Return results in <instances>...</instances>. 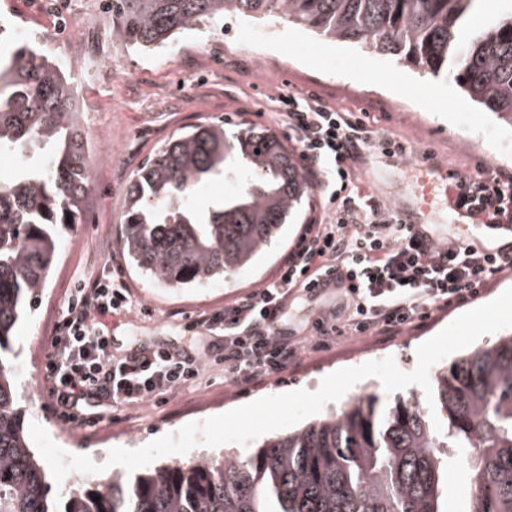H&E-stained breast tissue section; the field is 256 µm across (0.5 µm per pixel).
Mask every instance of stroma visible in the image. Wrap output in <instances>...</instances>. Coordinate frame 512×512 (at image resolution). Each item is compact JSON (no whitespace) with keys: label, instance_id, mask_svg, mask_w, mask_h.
Segmentation results:
<instances>
[{"label":"stroma","instance_id":"stroma-1","mask_svg":"<svg viewBox=\"0 0 512 512\" xmlns=\"http://www.w3.org/2000/svg\"><path fill=\"white\" fill-rule=\"evenodd\" d=\"M1 20L23 30L58 62L108 53L116 65L115 71L94 79L74 67L66 70L81 102V122L89 134L103 137L105 157L88 188L82 221L60 239L47 286L18 323L13 341L24 421L42 425L67 452L102 463L112 448L141 447L185 424L203 422L260 397L316 390L324 376L372 356H393L401 370H413L417 346L456 318V311H438L400 336H369L305 351L295 365L278 374L230 385L218 363L224 353L223 332L203 330L195 320L271 276L302 226L318 216L319 195H312L309 206L252 265L200 288H167L143 278L119 247L127 187L158 147L186 127L211 120L224 121L231 131L255 126L287 139L277 97L288 92L316 94L336 110L360 113L369 129L418 146V153L402 166L372 151L359 161L361 185L385 201L416 185V166L425 152L462 175L482 167L512 175V128L480 110L453 81L429 79L413 65L327 40L281 19L227 16L185 31L171 47L149 55L115 45L112 0H0ZM265 40L273 58L269 65L257 63L250 52L251 44ZM428 221L440 237L469 236L483 246L498 243L491 233L454 222L447 206L437 200ZM106 267L129 284L137 304L128 316L108 321L113 354L162 347L205 355L214 364L202 380L175 395L106 411L102 422L89 429L65 425L37 379L71 289L94 280ZM142 305L151 307V315L139 313Z\"/></svg>","mask_w":512,"mask_h":512}]
</instances>
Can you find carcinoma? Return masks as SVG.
Masks as SVG:
<instances>
[{"label": "carcinoma", "instance_id": "obj_1", "mask_svg": "<svg viewBox=\"0 0 512 512\" xmlns=\"http://www.w3.org/2000/svg\"><path fill=\"white\" fill-rule=\"evenodd\" d=\"M481 0H112V36L135 51L170 46L216 17L284 18L452 78L512 128V12L469 28ZM0 28V151L49 153L0 177V512H447L448 466L465 469L469 512H512V333L437 369L429 408L389 411L357 396L264 438L114 473L99 483H51L24 431L9 354L18 321L44 291L57 243L81 223L89 136L64 69ZM235 176L237 191L206 209L198 187ZM312 186L277 135L202 122L169 138L135 174L120 245L136 269L169 288H199L249 266L297 216ZM100 500H94V497ZM319 414V413H318ZM316 414V415H318ZM316 415H313V416H310L306 419H304L303 421L299 422L298 424L296 425H293L291 427H288V428H295V427H298L304 423H306L307 421H309L311 418H313L314 416ZM288 428H285V429H288ZM285 429H281V430H285ZM281 430H276V431H272V432H269V433H266L254 440H252L246 447H242L238 444H234V443H229V444H225V445H222V446H219V447H216V448H210V447H206V446H197L196 448H194L193 450H191L189 453L185 454V455H177V454H172V455H167V456H164V457H161L157 460H155L152 464L148 465L147 467H144L138 471H136L135 473H139V472H142L144 469L150 467V466H156V465H160V464H167V463H174V462H179V461H187V460H190L192 459L194 456L198 455V454H201V453H206V452H211V453H219V452H224V448H234L235 450H238L239 452H241L243 455H247L249 454L255 447V443L263 440L265 437L269 436L270 434H273L275 432H279Z\"/></svg>", "mask_w": 512, "mask_h": 512}]
</instances>
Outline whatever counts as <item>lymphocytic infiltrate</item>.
Instances as JSON below:
<instances>
[{"label":"lymphocytic infiltrate","instance_id":"obj_1","mask_svg":"<svg viewBox=\"0 0 512 512\" xmlns=\"http://www.w3.org/2000/svg\"><path fill=\"white\" fill-rule=\"evenodd\" d=\"M279 101L304 171L321 188L320 216L304 225L270 279L199 316L198 325L224 332V380L232 385L282 372L299 358L301 342L280 323L289 298L315 293L326 273H342L335 288L345 306L314 323L318 349L341 337L398 336L434 311L465 305L512 270L511 254L460 239L429 245L430 226L402 223L384 201L361 191L353 167L358 156L379 147L405 157L413 152L409 141L378 135L354 113L326 107L312 93ZM450 183L460 204L490 222L512 224V175L484 168L474 176L452 174ZM132 309L125 282L113 272L73 288L40 371V385L63 423L93 426L102 419L101 407L164 397L200 378V357L151 348L112 354L103 320Z\"/></svg>","mask_w":512,"mask_h":512}]
</instances>
